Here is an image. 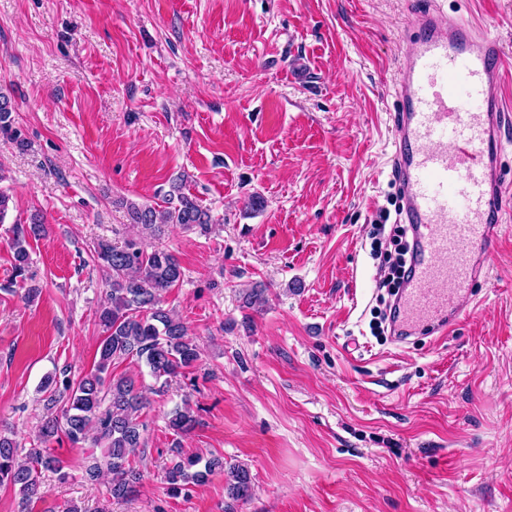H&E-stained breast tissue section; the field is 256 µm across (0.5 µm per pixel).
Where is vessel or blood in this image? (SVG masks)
Returning <instances> with one entry per match:
<instances>
[{"mask_svg":"<svg viewBox=\"0 0 512 512\" xmlns=\"http://www.w3.org/2000/svg\"><path fill=\"white\" fill-rule=\"evenodd\" d=\"M503 45L483 27L436 7L423 15L407 68L394 88L391 174L403 191L401 223L411 234V273L395 299V326L423 323L444 336L485 273L503 222L497 168L504 106ZM481 100L463 111L458 91Z\"/></svg>","mask_w":512,"mask_h":512,"instance_id":"vessel-or-blood-1","label":"vessel or blood"}]
</instances>
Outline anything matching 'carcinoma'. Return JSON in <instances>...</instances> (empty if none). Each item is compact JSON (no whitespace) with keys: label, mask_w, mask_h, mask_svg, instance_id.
Instances as JSON below:
<instances>
[{"label":"carcinoma","mask_w":512,"mask_h":512,"mask_svg":"<svg viewBox=\"0 0 512 512\" xmlns=\"http://www.w3.org/2000/svg\"><path fill=\"white\" fill-rule=\"evenodd\" d=\"M12 112L11 99L0 92V138L23 150L27 143L14 126ZM127 214L130 223L148 231L162 224L190 229L211 223L209 212L195 196L183 191L181 182L173 183L166 208L131 202ZM42 231L43 225L35 216L28 223L19 219L13 222L10 232L14 278L23 282L32 278L27 246ZM93 258L109 271L106 286L110 305L98 315L104 332L98 360L90 372L74 382H63L61 389L53 387V379L45 380L42 389L50 392V401L55 403L60 396L64 406L61 414L44 421L38 439L46 443L62 432L77 445L86 440L90 431H96L95 443L105 444L106 450L87 474L94 479L100 472L108 471L112 474L109 495L114 500H123L133 495L142 481V473L132 464L131 455L141 447L143 424L139 412L145 400L135 380L112 374V365L134 358L165 385L193 367L200 352L184 324L161 305L162 293L183 278L182 267L173 254L162 249L149 252L135 241L122 247L101 242L94 249ZM195 422L190 409H176L170 414L168 428L180 436ZM171 452L165 480L174 493L191 484L202 485L211 474L224 470L222 457L204 461L196 456H183L176 442ZM63 469V461L43 448H31L25 457H19L13 440L0 434V485L18 488L22 503L40 495L42 473L51 472L64 479L67 473ZM227 484L229 495L235 499L251 495L252 478L243 466L230 468Z\"/></svg>","instance_id":"1"}]
</instances>
